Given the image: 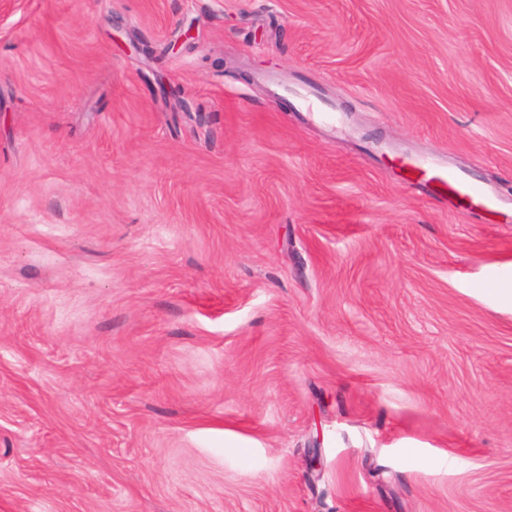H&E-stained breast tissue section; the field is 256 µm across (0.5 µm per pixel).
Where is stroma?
Returning <instances> with one entry per match:
<instances>
[{"mask_svg":"<svg viewBox=\"0 0 512 512\" xmlns=\"http://www.w3.org/2000/svg\"><path fill=\"white\" fill-rule=\"evenodd\" d=\"M420 158L512 201V0H0V512H512V215ZM407 170L412 175L415 171L422 172L420 176L415 175V182L432 196L443 197L449 193L489 211L502 203L490 187L469 180L439 160H414L407 164Z\"/></svg>","mask_w":512,"mask_h":512,"instance_id":"35a3bbf8","label":"stroma"}]
</instances>
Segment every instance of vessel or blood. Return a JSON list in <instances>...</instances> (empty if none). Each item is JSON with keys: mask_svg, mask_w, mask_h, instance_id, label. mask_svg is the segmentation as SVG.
I'll list each match as a JSON object with an SVG mask.
<instances>
[{"mask_svg": "<svg viewBox=\"0 0 512 512\" xmlns=\"http://www.w3.org/2000/svg\"><path fill=\"white\" fill-rule=\"evenodd\" d=\"M407 169L416 173L417 185L430 195L442 197L450 194L489 211L496 210L500 204L499 197L490 187L469 180L446 163L415 160L408 164Z\"/></svg>", "mask_w": 512, "mask_h": 512, "instance_id": "obj_1", "label": "vessel or blood"}]
</instances>
